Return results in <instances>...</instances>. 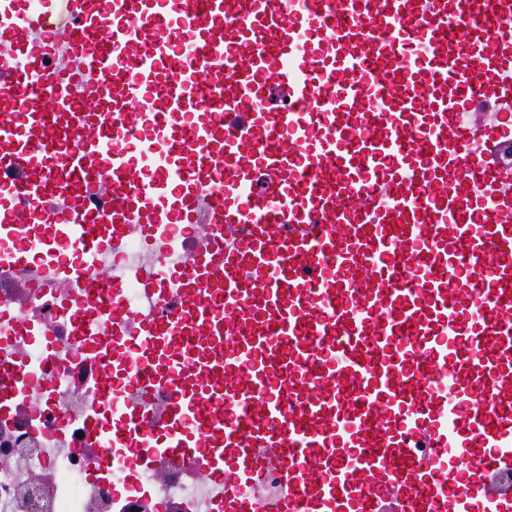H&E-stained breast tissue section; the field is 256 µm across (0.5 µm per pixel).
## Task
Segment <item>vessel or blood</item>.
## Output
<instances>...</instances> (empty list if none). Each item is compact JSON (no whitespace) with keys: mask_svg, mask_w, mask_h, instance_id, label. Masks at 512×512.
Returning a JSON list of instances; mask_svg holds the SVG:
<instances>
[{"mask_svg":"<svg viewBox=\"0 0 512 512\" xmlns=\"http://www.w3.org/2000/svg\"><path fill=\"white\" fill-rule=\"evenodd\" d=\"M0 95L40 99L0 112V235L89 169L110 224L48 240L194 233L131 331L123 281L57 269L112 297L96 445L193 459L224 512H512V0H0ZM137 409L145 415H154L161 411L167 403V395L159 390L134 389L127 393Z\"/></svg>","mask_w":512,"mask_h":512,"instance_id":"vessel-or-blood-1","label":"vessel or blood"}]
</instances>
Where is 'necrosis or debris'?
Here are the masks:
<instances>
[{
	"label": "necrosis or debris",
	"mask_w": 512,
	"mask_h": 512,
	"mask_svg": "<svg viewBox=\"0 0 512 512\" xmlns=\"http://www.w3.org/2000/svg\"><path fill=\"white\" fill-rule=\"evenodd\" d=\"M25 260H16V252ZM38 225L15 226L0 244V365L18 367L24 382L0 390V512H212L210 478L161 458L143 462L138 448L106 455L88 439L108 420L91 383L90 355L110 323L75 320L74 306L96 304L54 282L42 257ZM177 248L157 253L138 240L120 252L104 245L89 254L60 243L55 258L93 271L178 265Z\"/></svg>",
	"instance_id": "obj_1"
}]
</instances>
